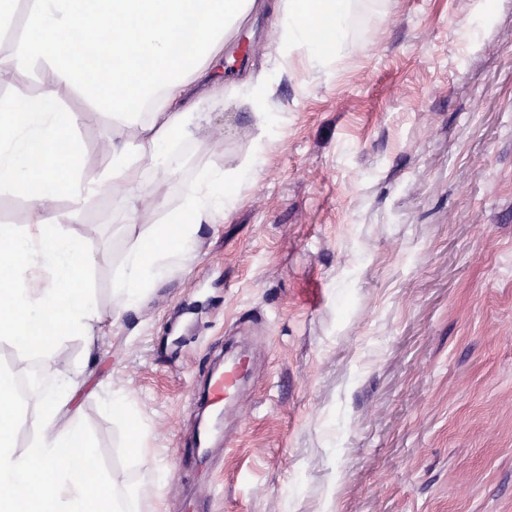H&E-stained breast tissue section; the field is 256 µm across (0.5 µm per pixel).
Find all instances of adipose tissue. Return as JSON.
I'll return each instance as SVG.
<instances>
[{
  "mask_svg": "<svg viewBox=\"0 0 512 512\" xmlns=\"http://www.w3.org/2000/svg\"><path fill=\"white\" fill-rule=\"evenodd\" d=\"M357 0H30L29 35L14 39L0 56V76L36 74L35 98L0 99V189L30 202L23 227L0 226V341L37 360L55 381L19 399L12 374L0 373V512H15L25 497L28 512H139L138 499L104 472L90 471L93 442L76 376L58 377L55 350L67 336L93 342L100 323L86 284L94 259L72 238L51 207L69 196L72 218L105 196L137 223L141 201L165 213L163 223L127 248L112 279L118 312L139 307L171 266L183 262L200 225L214 223L263 159V146L236 167H205L168 206L158 189L178 169L177 148L201 126L199 106L218 100L202 83L224 46L259 12L278 22L283 64L324 63L342 53ZM112 58L108 75L91 74L95 60ZM111 93H103V84ZM78 91L90 111L109 116L112 157L100 171L86 170L73 145L84 114L64 111L59 91ZM140 131L129 139L128 128ZM72 143L60 155L61 140ZM32 440L16 453V424Z\"/></svg>",
  "mask_w": 512,
  "mask_h": 512,
  "instance_id": "adipose-tissue-1",
  "label": "adipose tissue"
}]
</instances>
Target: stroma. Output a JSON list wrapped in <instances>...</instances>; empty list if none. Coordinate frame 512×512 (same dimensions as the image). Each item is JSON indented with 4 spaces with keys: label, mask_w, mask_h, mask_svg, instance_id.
<instances>
[{
    "label": "stroma",
    "mask_w": 512,
    "mask_h": 512,
    "mask_svg": "<svg viewBox=\"0 0 512 512\" xmlns=\"http://www.w3.org/2000/svg\"><path fill=\"white\" fill-rule=\"evenodd\" d=\"M354 26L369 42L325 66L283 65L265 12L245 53L225 46L224 100L161 191L177 203L260 138L264 160L139 309L115 313L112 279L160 212L54 203L97 256L101 317L57 368L84 364L96 460L142 512H512V0H364ZM262 72L269 124L242 101ZM109 135L101 114L77 129L85 168L109 164ZM231 344L251 375L200 458L190 389ZM108 407L112 410L113 419L121 424L125 429L130 430L127 439V448L138 455H142L146 448L145 437L139 426L138 414L129 404L125 397L112 394L108 402Z\"/></svg>",
    "instance_id": "1"
}]
</instances>
